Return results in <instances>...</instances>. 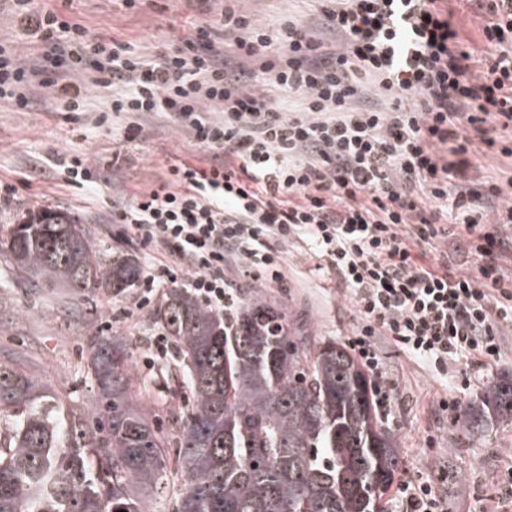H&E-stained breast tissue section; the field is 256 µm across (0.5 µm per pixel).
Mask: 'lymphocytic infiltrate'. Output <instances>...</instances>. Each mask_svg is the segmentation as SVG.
<instances>
[{
  "label": "lymphocytic infiltrate",
  "mask_w": 512,
  "mask_h": 512,
  "mask_svg": "<svg viewBox=\"0 0 512 512\" xmlns=\"http://www.w3.org/2000/svg\"><path fill=\"white\" fill-rule=\"evenodd\" d=\"M11 2L0 98L25 108L37 86L86 112L102 87L103 111L170 114L213 155L113 204V223L158 255L144 293L176 284L230 316L234 274L281 284L278 245L301 239L349 291L360 324L348 344L370 372L381 336L443 367L500 358L512 333V277L499 265L512 251V177L470 158L483 147L512 159V0H488L477 46L449 0H329L322 38L295 19L267 32L228 6L235 55L198 23L182 50L149 57L129 42L90 44L36 0ZM400 490V512H448L432 477Z\"/></svg>",
  "instance_id": "obj_1"
}]
</instances>
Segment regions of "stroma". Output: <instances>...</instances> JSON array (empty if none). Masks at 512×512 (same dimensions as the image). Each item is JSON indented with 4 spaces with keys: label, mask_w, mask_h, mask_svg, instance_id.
Returning <instances> with one entry per match:
<instances>
[{
    "label": "stroma",
    "mask_w": 512,
    "mask_h": 512,
    "mask_svg": "<svg viewBox=\"0 0 512 512\" xmlns=\"http://www.w3.org/2000/svg\"><path fill=\"white\" fill-rule=\"evenodd\" d=\"M51 3L79 20L92 42L114 38L147 54L180 49L179 37L189 23L219 26L225 5L224 0H138L132 8L125 0ZM238 7L271 31L288 18L312 26L324 23L322 0H240ZM97 118L94 112L73 116L60 111L39 88L24 109L0 99V188H13L8 200H0V238L28 210L51 207L80 219L114 252L149 265L154 252L126 239L123 226L112 221L113 203L132 201L160 184L173 160L200 166L208 152L162 112L143 116L142 130L132 140L127 116L103 124ZM76 155L97 165L94 189L67 185L62 168L54 164L56 158ZM283 258V285L241 278L237 296L260 294L280 304L313 343L345 340L358 313L335 276L316 270L305 243L284 246ZM163 297L156 292L139 308L130 292L113 295L90 288L76 294L49 284L34 287L0 253V364L20 369L92 423L97 414L88 402L92 382L86 349L98 337H124L131 347L130 398L153 414L167 448L176 450L180 425L175 418L187 413L192 396L175 367L177 351L163 356L151 347L160 330L153 313ZM378 346L381 370L390 383L387 419L398 441L401 476H433L454 512H482L498 498L512 468V424L468 432L461 414L448 413L440 401L452 387L460 406H467L494 380L512 374V336L499 361L481 373L461 362L442 370L413 360L384 339Z\"/></svg>",
    "instance_id": "35a3bbf8"
}]
</instances>
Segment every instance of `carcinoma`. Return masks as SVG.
Wrapping results in <instances>:
<instances>
[{
  "instance_id": "cac0c4a2",
  "label": "carcinoma",
  "mask_w": 512,
  "mask_h": 512,
  "mask_svg": "<svg viewBox=\"0 0 512 512\" xmlns=\"http://www.w3.org/2000/svg\"><path fill=\"white\" fill-rule=\"evenodd\" d=\"M0 250L30 284L118 295L135 287L139 261L95 242L66 212H29ZM156 318L174 342L193 404L181 419L185 476L173 512H379L400 472L391 428L370 381L334 338L311 339L287 312L245 299L231 326L183 288ZM91 430L21 370L0 365V512H146L142 491L166 476L169 450L153 418L130 402L119 337L88 345ZM512 423V377L463 412L468 429Z\"/></svg>"
}]
</instances>
